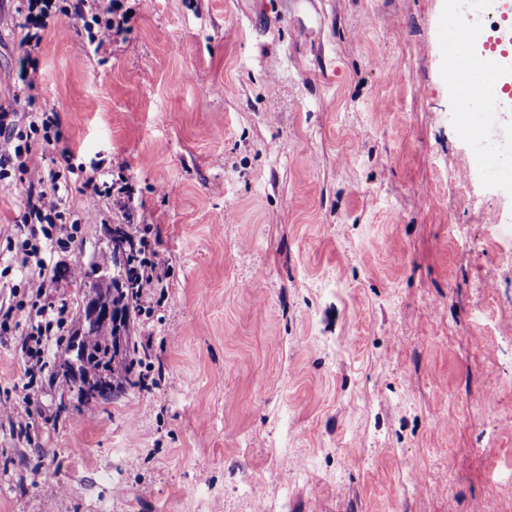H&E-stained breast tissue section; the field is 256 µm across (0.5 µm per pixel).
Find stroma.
Instances as JSON below:
<instances>
[{"label":"stroma","mask_w":512,"mask_h":512,"mask_svg":"<svg viewBox=\"0 0 512 512\" xmlns=\"http://www.w3.org/2000/svg\"><path fill=\"white\" fill-rule=\"evenodd\" d=\"M121 2L98 51L55 14L30 84L0 0V111L134 192L71 182L61 270L129 220L168 267L147 385L88 403L51 360L0 512H512V177L463 134L450 0ZM25 369L0 335V399Z\"/></svg>","instance_id":"obj_1"}]
</instances>
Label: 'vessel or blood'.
Returning <instances> with one entry per match:
<instances>
[{
	"label": "vessel or blood",
	"instance_id": "b4317fda",
	"mask_svg": "<svg viewBox=\"0 0 512 512\" xmlns=\"http://www.w3.org/2000/svg\"><path fill=\"white\" fill-rule=\"evenodd\" d=\"M448 79L474 112H493L504 84L500 78L497 56L489 51L475 54L454 51L450 58Z\"/></svg>",
	"mask_w": 512,
	"mask_h": 512
}]
</instances>
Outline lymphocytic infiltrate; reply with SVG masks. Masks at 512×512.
Here are the masks:
<instances>
[{
  "label": "lymphocytic infiltrate",
  "mask_w": 512,
  "mask_h": 512,
  "mask_svg": "<svg viewBox=\"0 0 512 512\" xmlns=\"http://www.w3.org/2000/svg\"><path fill=\"white\" fill-rule=\"evenodd\" d=\"M62 11L81 22L89 43L98 48L111 43L127 23L126 16L118 14L112 2L105 5L101 0H70ZM34 138L49 146L59 144L57 113L32 111L23 129L16 128L8 112L0 113V187H12L18 179L33 194L22 216L23 238L7 240L5 245L6 252L14 254L29 274L22 284L11 288L12 299L0 311V334H18L20 350L26 359V374L31 378L44 371L70 325L67 306L55 298L61 280L49 260L71 251L82 230L80 221L65 206L68 185L63 173L73 170V153L62 151L64 168L60 171L23 160L24 144ZM15 167L21 173L17 179L11 173ZM152 232L151 225H144L132 249L138 280L134 299L140 312L146 315L154 312L158 304L157 290L166 277L164 264L151 241Z\"/></svg>",
  "instance_id": "1"
}]
</instances>
